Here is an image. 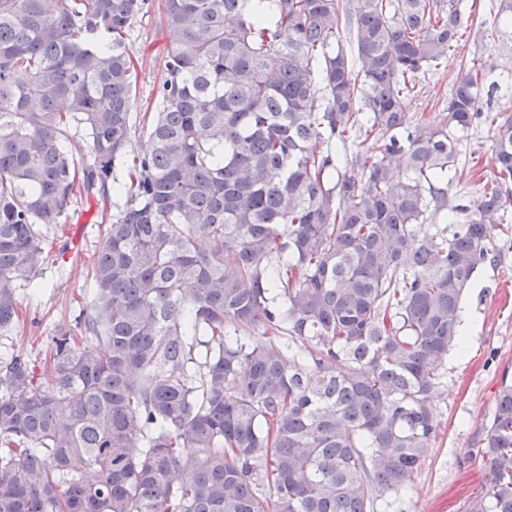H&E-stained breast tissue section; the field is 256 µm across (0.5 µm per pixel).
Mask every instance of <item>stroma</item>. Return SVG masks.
I'll return each mask as SVG.
<instances>
[{
  "label": "stroma",
  "instance_id": "stroma-1",
  "mask_svg": "<svg viewBox=\"0 0 512 512\" xmlns=\"http://www.w3.org/2000/svg\"><path fill=\"white\" fill-rule=\"evenodd\" d=\"M163 5L164 0H146L129 37V48L138 61L137 92L129 110L137 118L150 109V94L162 78L170 47L159 24ZM476 58L490 65L503 61L501 43L490 27L464 32L447 64L417 75L419 94L409 106L410 117L431 120L442 112L456 75ZM462 151L475 153L478 159L458 185L462 195L473 197L494 172L487 128H472ZM96 211L94 204L82 202L65 217L72 249L85 253L95 249L99 238ZM44 257L41 291H18L23 328L0 336V354H22L38 367L44 363L52 337L74 326L80 310L91 301L87 270L81 261L62 260L54 243L46 244ZM463 309L470 316V334L442 363V395L433 404L438 432L391 512H465L467 502L480 493L488 477L486 461L474 450L482 445L502 380L512 381V249L481 268Z\"/></svg>",
  "mask_w": 512,
  "mask_h": 512
}]
</instances>
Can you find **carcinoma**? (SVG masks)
Instances as JSON below:
<instances>
[{"mask_svg": "<svg viewBox=\"0 0 512 512\" xmlns=\"http://www.w3.org/2000/svg\"><path fill=\"white\" fill-rule=\"evenodd\" d=\"M246 3L165 0L136 153L145 0H0V334L47 230L82 198L104 225L76 329L40 374L0 360V512H378L436 436L463 299L512 242V113L483 109L482 62L438 118L407 110L475 19L457 0ZM491 25L512 60V0ZM483 120L496 178L450 205ZM362 136L374 152L340 170ZM476 453L489 479L466 512H512V383ZM165 0H146L129 37V48L138 59L136 96L131 99L129 111L136 120L133 147L144 151L148 144L146 132L141 128L144 112H151L150 94L163 75V60L170 40L161 32L159 19ZM140 121V124H139Z\"/></svg>", "mask_w": 512, "mask_h": 512, "instance_id": "1", "label": "carcinoma"}]
</instances>
